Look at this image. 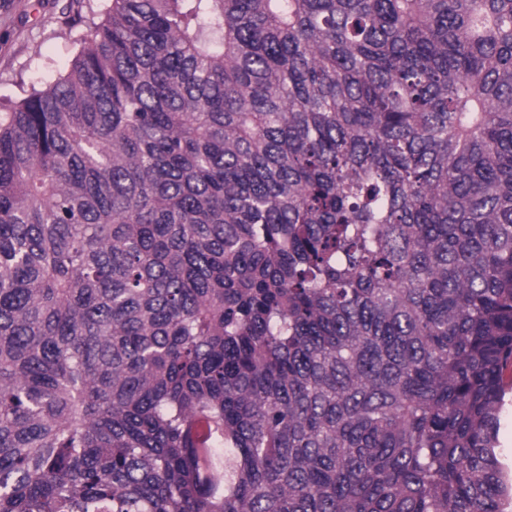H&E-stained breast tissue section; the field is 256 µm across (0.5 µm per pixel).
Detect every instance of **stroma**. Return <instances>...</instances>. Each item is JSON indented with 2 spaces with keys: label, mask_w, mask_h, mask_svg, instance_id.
<instances>
[{
  "label": "stroma",
  "mask_w": 512,
  "mask_h": 512,
  "mask_svg": "<svg viewBox=\"0 0 512 512\" xmlns=\"http://www.w3.org/2000/svg\"><path fill=\"white\" fill-rule=\"evenodd\" d=\"M89 0H0V122L31 83L69 65L90 31L73 18Z\"/></svg>",
  "instance_id": "35a3bbf8"
}]
</instances>
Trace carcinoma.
<instances>
[{
	"instance_id": "carcinoma-1",
	"label": "carcinoma",
	"mask_w": 512,
	"mask_h": 512,
	"mask_svg": "<svg viewBox=\"0 0 512 512\" xmlns=\"http://www.w3.org/2000/svg\"><path fill=\"white\" fill-rule=\"evenodd\" d=\"M87 9L0 123V512H507L512 0ZM500 461L507 475L512 477V390L505 396L499 430Z\"/></svg>"
}]
</instances>
